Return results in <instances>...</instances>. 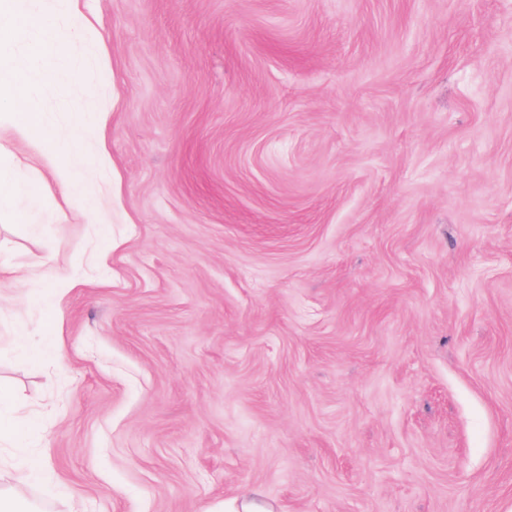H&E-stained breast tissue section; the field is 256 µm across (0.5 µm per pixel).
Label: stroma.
<instances>
[{"label": "stroma", "mask_w": 512, "mask_h": 512, "mask_svg": "<svg viewBox=\"0 0 512 512\" xmlns=\"http://www.w3.org/2000/svg\"><path fill=\"white\" fill-rule=\"evenodd\" d=\"M85 20L33 85L68 153L0 125L30 182L0 205V382L52 477L25 497L512 512V0H80L59 27Z\"/></svg>", "instance_id": "stroma-1"}]
</instances>
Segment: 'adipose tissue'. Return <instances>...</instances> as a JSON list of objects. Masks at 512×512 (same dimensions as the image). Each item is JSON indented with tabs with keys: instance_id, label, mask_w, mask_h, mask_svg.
<instances>
[{
	"instance_id": "obj_1",
	"label": "adipose tissue",
	"mask_w": 512,
	"mask_h": 512,
	"mask_svg": "<svg viewBox=\"0 0 512 512\" xmlns=\"http://www.w3.org/2000/svg\"><path fill=\"white\" fill-rule=\"evenodd\" d=\"M30 0H0V63L5 62L14 46L25 43L36 66L38 78L51 82L55 75L61 38L56 30L60 0H42L39 14H31ZM28 74L16 72L11 81L0 82V123H15L24 130L42 129L40 112L30 100ZM14 399L0 389V444H8L13 457V488H0V512H33L27 500L15 494L17 486L47 479V471L35 464L24 439L21 418L13 413Z\"/></svg>"
}]
</instances>
